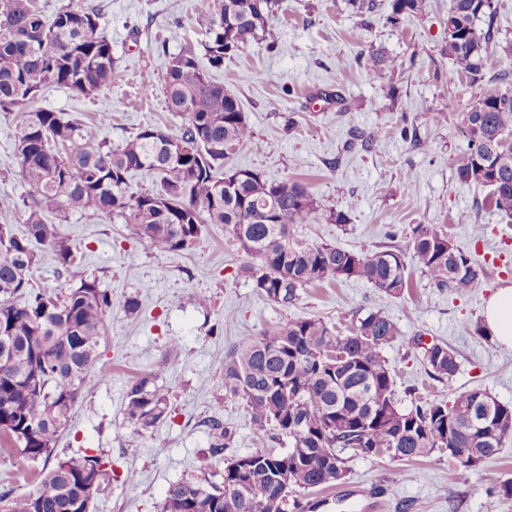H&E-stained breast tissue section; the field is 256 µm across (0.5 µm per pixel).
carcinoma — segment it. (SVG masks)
Segmentation results:
<instances>
[{
	"label": "carcinoma",
	"mask_w": 512,
	"mask_h": 512,
	"mask_svg": "<svg viewBox=\"0 0 512 512\" xmlns=\"http://www.w3.org/2000/svg\"><path fill=\"white\" fill-rule=\"evenodd\" d=\"M426 0H389L398 23L421 14ZM276 0H197L196 24L213 68L252 42H276L269 19ZM499 0H452L448 12V86L475 91L461 107L433 112L429 123L453 120L466 142L455 166L461 185L489 189L484 204L512 218V72L497 50ZM373 75L399 71L404 61L360 54ZM115 58L101 14L60 7L46 16L35 0H0V109L24 112L14 160L32 194L23 200L25 230L13 232L9 211L0 223V448L30 462L52 463L35 474L34 489L0 494L8 512H89L90 491L101 492L109 471L97 455H55L94 365L112 306L107 290L86 276L70 240L48 221L68 211L117 213L154 252L189 251L208 224L224 225L243 257L241 272L257 293L286 308L318 284L365 281L382 298L411 288L415 268L437 288L463 292L487 273L469 250L455 245L438 224H417L405 247L370 253L310 241L294 231L322 217L346 222L343 211L318 200L294 177L269 179L246 168H225L240 149L260 148L239 99L210 79L187 49L172 57L165 77L170 111L186 124L173 137L147 125L112 147L84 143L80 123L37 105L50 88L88 96L112 84ZM380 148L373 131H351L349 148ZM148 173L155 189L136 191L131 178ZM58 264L64 289L31 285L40 249ZM400 335L380 308L357 310L342 330L321 318H297L224 352L219 385L239 400L257 441L288 445L232 456L219 484L181 480L166 492L162 512H298L297 495L327 488L348 472L356 456L413 462L448 448L458 465L475 469L512 437V406L480 389L452 403L397 406L396 372L384 355ZM421 350L429 374L452 378L456 356L444 343ZM159 366L129 383L125 420L133 437L151 433L170 414ZM209 452L231 447L224 421H204Z\"/></svg>",
	"instance_id": "cac0c4a2"
}]
</instances>
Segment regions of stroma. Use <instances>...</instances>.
I'll list each match as a JSON object with an SVG mask.
<instances>
[{
    "instance_id": "35a3bbf8",
    "label": "stroma",
    "mask_w": 512,
    "mask_h": 512,
    "mask_svg": "<svg viewBox=\"0 0 512 512\" xmlns=\"http://www.w3.org/2000/svg\"><path fill=\"white\" fill-rule=\"evenodd\" d=\"M48 15L70 4L96 10L112 41L116 71L109 88L84 97L54 88L38 104L82 123L90 145L123 144L140 127L157 125L180 135L185 119L169 112L164 76L172 56L198 48L195 0H36ZM452 0H427L425 12L391 24L380 10L363 25L346 0H282L271 20L278 43L254 42L225 60L211 77L240 100L260 149L246 147L232 159L237 168L267 178L297 176L315 197L336 204L347 216L337 225L319 219L298 225L306 238L353 251L405 246L417 224H440L452 241L472 249L488 280L463 294L440 290L413 272L408 293L380 297L355 280L311 288L294 306L262 298L241 273L238 248L219 224L208 225L190 251L158 254L124 217L65 213L61 232L80 254L89 277L109 291L99 366L107 376L90 382L62 431L56 453L100 455L111 474L90 512H162L170 484L195 477L222 482L224 460L211 456L203 419L219 416L234 432L228 455L253 451L258 443L236 399L218 385L225 350L260 332L300 317L336 322L351 311L378 307L397 324L399 338L385 349L397 370L396 398L410 408L415 395L448 402L477 388L512 405V348L469 335L463 323L480 320L486 299L512 284V223L485 208L484 187L456 182L454 167L465 149L452 123L432 125L431 112L446 110L448 59L445 25ZM374 51L404 60L403 70L372 76L359 53ZM109 114L101 124V114ZM22 114L0 110V209L11 208L15 231L27 215L18 209L29 186L14 162L13 146ZM416 129L428 144L420 150L401 135ZM378 132L381 147L347 149L351 130ZM483 237L474 241L473 225ZM204 294L207 306L195 298ZM137 299L136 313L125 310ZM444 342L457 357L452 378L429 376L413 341ZM181 356L165 361L171 343ZM165 366L172 416L143 438H132L123 421L131 377ZM136 471L137 483L125 482ZM512 481V438L481 467L465 471L437 454L411 464L387 458H353L346 477L325 489L303 492L302 501L323 500L318 512H362L366 496L380 512H512V498L496 485Z\"/></svg>"
}]
</instances>
